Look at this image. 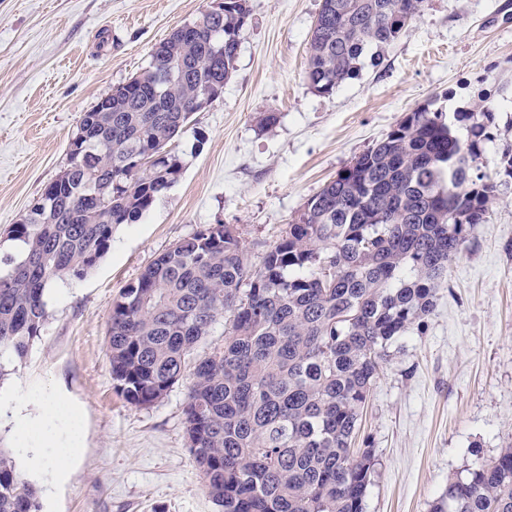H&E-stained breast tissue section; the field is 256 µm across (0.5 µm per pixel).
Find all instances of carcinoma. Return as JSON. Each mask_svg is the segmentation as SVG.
<instances>
[{
    "label": "carcinoma",
    "instance_id": "cac0c4a2",
    "mask_svg": "<svg viewBox=\"0 0 512 512\" xmlns=\"http://www.w3.org/2000/svg\"><path fill=\"white\" fill-rule=\"evenodd\" d=\"M424 0H321L306 78L331 95L380 64ZM249 0H224L177 29L151 61L83 113L65 170L0 256V378L47 318L55 280L82 278L116 226L171 188L169 146L189 129L191 94L232 76ZM492 109L407 113L308 200L254 264L235 228L179 239L112 300L108 351L116 388L150 406L224 321V345L195 361L184 410L191 453L218 512H363L373 451L354 447L389 346L432 311L497 183L482 170ZM467 128L463 143L454 123ZM330 272L329 282L323 272ZM435 512H512V445L448 482ZM0 512H41L40 496L0 448Z\"/></svg>",
    "mask_w": 512,
    "mask_h": 512
}]
</instances>
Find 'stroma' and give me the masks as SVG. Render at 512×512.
Instances as JSON below:
<instances>
[{
    "instance_id": "35a3bbf8",
    "label": "stroma",
    "mask_w": 512,
    "mask_h": 512,
    "mask_svg": "<svg viewBox=\"0 0 512 512\" xmlns=\"http://www.w3.org/2000/svg\"><path fill=\"white\" fill-rule=\"evenodd\" d=\"M231 79L172 149L184 169L138 221L123 224L83 278L54 281L48 318L0 382V442L13 409L39 420L62 401L83 428L67 465L29 481L42 512H216L188 447L183 377L137 407L112 379V300L177 240L231 224L252 261L354 157L426 104L493 106L483 166L497 200L448 271L421 328L383 362L356 433L373 450L364 512H431L449 479L512 443V0H425L406 32L333 95L306 78L320 0H250ZM212 0H0V255L47 183L67 166L83 112L151 61L154 47ZM277 115L260 128L264 113Z\"/></svg>"
}]
</instances>
